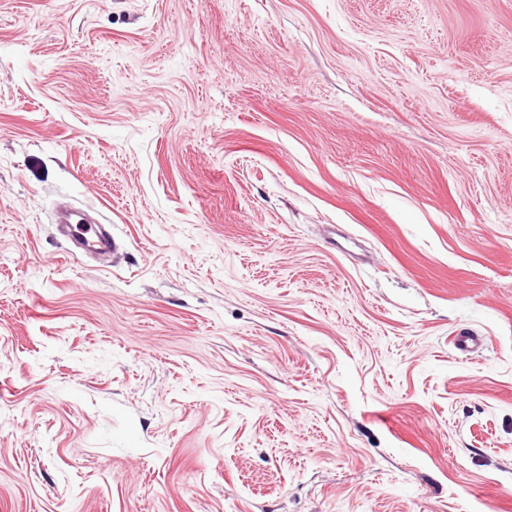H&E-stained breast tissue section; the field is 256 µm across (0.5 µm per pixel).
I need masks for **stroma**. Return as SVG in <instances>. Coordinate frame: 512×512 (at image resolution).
<instances>
[{
    "mask_svg": "<svg viewBox=\"0 0 512 512\" xmlns=\"http://www.w3.org/2000/svg\"><path fill=\"white\" fill-rule=\"evenodd\" d=\"M0 512H512V0H0ZM57 220L58 224L63 228H67L69 230L75 229L76 225L73 224H82L81 220L77 219L75 214L66 209H61L57 212ZM73 234V245L76 250H85L88 249L85 245L87 241H90L93 244V250L99 254H108L112 251L114 246V240L112 239V235L101 226H87L86 231L79 232L78 230Z\"/></svg>",
    "mask_w": 512,
    "mask_h": 512,
    "instance_id": "1",
    "label": "stroma"
}]
</instances>
